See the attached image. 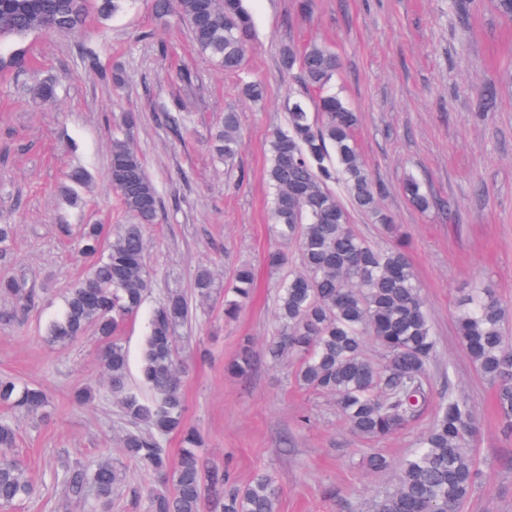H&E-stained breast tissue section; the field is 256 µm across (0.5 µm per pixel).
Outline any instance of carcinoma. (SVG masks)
I'll list each match as a JSON object with an SVG mask.
<instances>
[{"instance_id":"cac0c4a2","label":"carcinoma","mask_w":512,"mask_h":512,"mask_svg":"<svg viewBox=\"0 0 512 512\" xmlns=\"http://www.w3.org/2000/svg\"><path fill=\"white\" fill-rule=\"evenodd\" d=\"M124 0H0V46L30 34H73L88 18L114 15ZM158 17H179L199 51L228 73L243 70L251 40L252 18L244 0H154ZM282 66H299L303 83L316 92L312 103L299 100L289 109L288 126L270 145L266 170L274 193L272 231L282 244L295 246L300 267L280 287L276 328L266 344L274 363L298 360L297 383L334 399L352 431L365 439L386 438L406 426L428 406L433 395L429 370L437 355V338L421 296L406 233L381 208V187L364 161L354 137L358 115L340 95L328 89L340 60L321 43L296 54L283 49ZM29 67L25 53L0 55V71ZM40 101L56 98V81L42 79L21 87ZM242 95L264 97L257 79L241 81ZM136 121L123 117L110 142L109 180L130 216L106 237L101 224H81L60 231L74 239L89 261L86 277L75 281L58 311L45 326L46 340L68 345L92 330L102 343L99 362L111 396L129 424L121 451L142 472L172 490H150L145 512H276L283 490L267 471L240 486L230 473L210 466L198 453L203 437L184 419L179 329L188 321L190 304L179 289L170 290L153 308L141 354L140 388L130 386L129 361L115 333L143 306L151 293L145 262V232L157 223L160 198L155 182L133 145ZM241 143L238 112L224 113V124L211 138L214 153L231 161ZM91 179L79 166L64 176L61 189L68 206H76ZM344 183L353 207L383 226L391 238L377 248L361 238L349 222L345 205L331 189ZM407 199L418 209L430 206L423 183L408 177ZM14 225L0 224V261H8ZM254 276L247 266L235 268L224 285V318H237L252 296ZM215 281L207 270L194 277V295L212 297ZM0 295L13 306L0 309V323L13 322L35 304L33 289L14 277L0 279ZM506 311L491 284L472 289L457 312L459 340L472 363L495 389L505 433L512 434V336L506 334ZM371 336L384 349L385 363L372 365L365 353ZM235 377L253 370L249 341L226 366ZM0 406L12 411L0 417V509L29 498L33 484L15 448L20 420L42 421L48 397L39 387L0 377ZM477 425L468 399L449 386L428 429L400 464L395 486L383 493L375 512H461L479 479L470 452ZM181 435L182 449L171 458L165 440ZM67 500L83 512H112L113 496L127 486L126 470L110 458L66 466L55 473Z\"/></svg>"}]
</instances>
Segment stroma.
<instances>
[{"mask_svg":"<svg viewBox=\"0 0 512 512\" xmlns=\"http://www.w3.org/2000/svg\"><path fill=\"white\" fill-rule=\"evenodd\" d=\"M459 25L448 0H247L252 49L246 72L261 80L260 103L239 92L237 76L201 55L186 26L158 19L153 0H125L107 19L80 33L33 34L22 43L37 74L0 73V222L15 227L8 275L33 288L37 302L24 317L0 325V376L42 386L50 415L21 422L17 454L35 485L9 512H82L52 481L56 468L119 450L127 427L98 364L99 342L86 334L68 346L44 339L47 319L86 269L60 232L61 223H128L108 177L112 132L125 113L139 117L134 145L162 199L147 233L151 293L118 338L138 364L153 307L168 290L191 291L198 269L225 281L239 264L253 268L258 288L239 318H224V296L192 302L183 333L186 421L204 436L203 455L228 467L238 484L260 470L284 489L277 512H373L380 493L397 480L396 462L431 424L426 410L398 433L366 440L351 431L331 398L301 388L293 360L271 364L265 343L285 271L269 270L273 247L266 178L269 141L308 91L298 71L281 66L285 47L331 46L342 65L333 87L359 115L361 154L379 179L381 205L413 242V263L438 356L430 368L435 391L453 385L473 403L474 451L482 475L463 512H512V436L503 432L494 392L462 348L456 332L460 299L481 279L494 285L512 333V21L491 0H466ZM95 47L102 68L120 69L121 85L101 81L83 50ZM59 83L45 107L21 85L34 78ZM494 88L493 108L478 94ZM241 115L242 147L229 164L215 160L210 136L224 114ZM85 166L93 181L84 203L63 209L64 175ZM414 175L432 204L419 210L402 183ZM253 342L254 373L234 380L224 364L243 337ZM97 389L95 403L76 406V388ZM309 413L312 423L297 418ZM384 454L391 468L373 472L362 455Z\"/></svg>","mask_w":512,"mask_h":512,"instance_id":"obj_1","label":"stroma"}]
</instances>
